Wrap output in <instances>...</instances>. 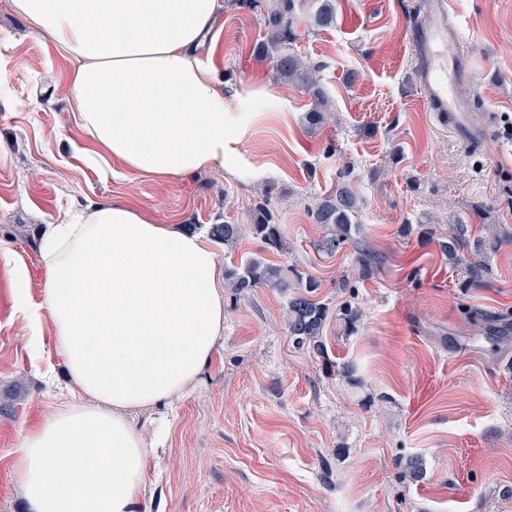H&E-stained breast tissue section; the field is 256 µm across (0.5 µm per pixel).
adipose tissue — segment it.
I'll use <instances>...</instances> for the list:
<instances>
[{
	"instance_id": "ef3b65f1",
	"label": "adipose tissue",
	"mask_w": 512,
	"mask_h": 512,
	"mask_svg": "<svg viewBox=\"0 0 512 512\" xmlns=\"http://www.w3.org/2000/svg\"><path fill=\"white\" fill-rule=\"evenodd\" d=\"M73 67L62 88L102 161L160 180L224 165V85L198 50L224 0H9ZM42 299L76 399L24 433L15 485L28 512H136L151 457L130 419L183 399L224 333L207 237L125 201L40 228Z\"/></svg>"
}]
</instances>
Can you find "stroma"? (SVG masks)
Instances as JSON below:
<instances>
[{
    "label": "stroma",
    "instance_id": "obj_1",
    "mask_svg": "<svg viewBox=\"0 0 512 512\" xmlns=\"http://www.w3.org/2000/svg\"><path fill=\"white\" fill-rule=\"evenodd\" d=\"M266 3L224 0L217 46L201 50L224 83L223 168L158 180L87 155L49 93L70 61L0 0V395L16 396L0 411V512H25L13 490L22 434L70 398L51 322L34 332L17 311L19 297L41 298L39 228L117 199L203 233L267 203L288 251L247 236L215 244L219 266L261 255L315 277L318 301L362 311L354 334L326 330L331 360L356 367L348 380L294 346L288 292L225 288L224 336L169 413L143 512H512V243L471 288L436 244L456 222L473 238L483 223L512 235V0H449L473 75L464 91L488 129L473 141L426 112L415 81L409 29L427 0H336L334 24L296 42L332 102L317 129L308 91L254 52ZM36 87L40 101L17 108ZM345 171L363 207L354 245L330 254L310 211ZM362 247L381 259L367 277ZM466 307L489 321H469ZM412 456L422 481L402 472Z\"/></svg>",
    "mask_w": 512,
    "mask_h": 512
}]
</instances>
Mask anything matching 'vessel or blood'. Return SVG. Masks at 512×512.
<instances>
[{
    "label": "vessel or blood",
    "instance_id": "b4317fda",
    "mask_svg": "<svg viewBox=\"0 0 512 512\" xmlns=\"http://www.w3.org/2000/svg\"><path fill=\"white\" fill-rule=\"evenodd\" d=\"M448 7L447 0H431L428 10L409 33L421 58L416 80L429 111L439 122L449 123L461 136L475 138L484 129L473 123L469 99L460 91L461 83L468 77L467 62L452 47L457 36L447 29Z\"/></svg>",
    "mask_w": 512,
    "mask_h": 512
}]
</instances>
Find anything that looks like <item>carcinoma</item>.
<instances>
[{"label":"carcinoma","instance_id":"1","mask_svg":"<svg viewBox=\"0 0 512 512\" xmlns=\"http://www.w3.org/2000/svg\"><path fill=\"white\" fill-rule=\"evenodd\" d=\"M317 2L311 23L318 28L327 27L334 21L336 0ZM299 24L297 0H271L264 14L267 40L259 44L257 53L274 59L276 72L281 79L298 82L306 87L314 99V105L307 117L309 124L317 127L324 123L328 97L315 77L316 69L307 66L293 50V44L301 37ZM361 205V196L345 173L337 180L336 189L319 199L312 209V219L314 223L330 228L331 236L322 244L326 252L333 254L353 241L352 230ZM209 233L215 241L227 248L235 247L249 233L270 250L284 252L288 249L283 227L266 204L253 209L248 223L212 224ZM439 246L448 261L464 266L468 283L476 285L484 281L489 273L486 262L469 260L463 254L468 249L464 225H455L451 234L439 241ZM292 274L299 291L288 298V334L297 344L312 347L313 352L329 366L331 362L324 339L327 323L334 320L340 331L346 335L352 334L361 321V312L350 303H343L336 311H331L327 304L313 299V294L319 288L314 278L305 277L296 269L292 270ZM224 280L239 292L261 287H290L286 270L256 258L225 267Z\"/></svg>","mask_w":512,"mask_h":512}]
</instances>
